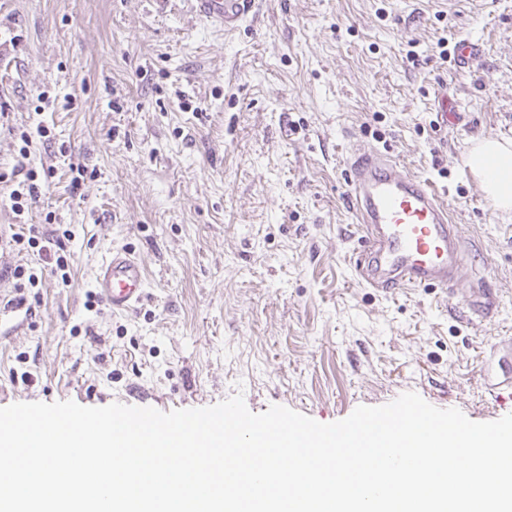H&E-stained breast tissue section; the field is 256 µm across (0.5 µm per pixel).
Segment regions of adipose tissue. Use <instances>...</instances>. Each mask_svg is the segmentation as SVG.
<instances>
[{
  "label": "adipose tissue",
  "instance_id": "ef3b65f1",
  "mask_svg": "<svg viewBox=\"0 0 512 512\" xmlns=\"http://www.w3.org/2000/svg\"><path fill=\"white\" fill-rule=\"evenodd\" d=\"M467 163L492 203L512 210V145L488 139L474 148Z\"/></svg>",
  "mask_w": 512,
  "mask_h": 512
}]
</instances>
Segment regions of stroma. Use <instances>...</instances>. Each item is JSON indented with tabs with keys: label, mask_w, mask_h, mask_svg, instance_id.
Returning a JSON list of instances; mask_svg holds the SVG:
<instances>
[{
	"label": "stroma",
	"mask_w": 512,
	"mask_h": 512,
	"mask_svg": "<svg viewBox=\"0 0 512 512\" xmlns=\"http://www.w3.org/2000/svg\"><path fill=\"white\" fill-rule=\"evenodd\" d=\"M462 35L483 49L465 72L442 55ZM443 97L471 130L445 123ZM40 124L49 137L20 161L15 129ZM490 137L512 141V0H259L231 31L193 0H0V236L14 231L22 162L51 171L26 223L73 233L65 284L52 256L0 252V269L43 273L26 321L0 339V407L168 412L239 393L255 413L331 423L413 391L476 422L512 413L488 386L512 363L483 357L512 336V212L458 170ZM357 146L447 191L487 260L491 314L357 282L345 174ZM122 247L144 265L145 301L87 308Z\"/></svg>",
	"instance_id": "stroma-1"
}]
</instances>
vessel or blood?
I'll use <instances>...</instances> for the list:
<instances>
[{
	"instance_id": "obj_1",
	"label": "vessel or blood",
	"mask_w": 512,
	"mask_h": 512,
	"mask_svg": "<svg viewBox=\"0 0 512 512\" xmlns=\"http://www.w3.org/2000/svg\"><path fill=\"white\" fill-rule=\"evenodd\" d=\"M206 20L233 29L252 16L256 0H195ZM481 47L459 39L454 47L458 69L472 67ZM349 200L363 228L351 256L359 282L368 288H440L457 298L463 270L475 255L455 224L446 191L422 176L403 172L397 160L376 148L356 149L345 161ZM94 288L112 313L136 309L147 296L146 273L134 253L115 248L100 265ZM467 293L474 308L489 313L494 293L485 280Z\"/></svg>"
}]
</instances>
